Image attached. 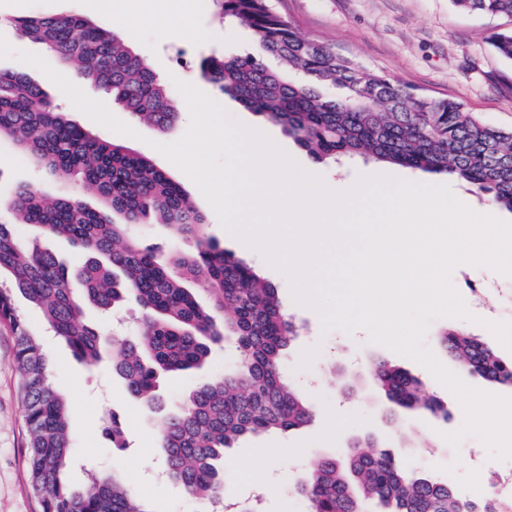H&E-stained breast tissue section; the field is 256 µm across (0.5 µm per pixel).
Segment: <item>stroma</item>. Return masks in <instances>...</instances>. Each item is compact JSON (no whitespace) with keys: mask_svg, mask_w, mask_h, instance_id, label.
<instances>
[{"mask_svg":"<svg viewBox=\"0 0 512 512\" xmlns=\"http://www.w3.org/2000/svg\"><path fill=\"white\" fill-rule=\"evenodd\" d=\"M192 2L187 18L196 35L189 38L175 28L161 33L138 15L112 7L110 0H0V37L13 49L46 55L44 47L17 35L11 26L12 19L36 13L83 16L113 32L147 59L162 81L174 76L192 83L215 98L235 119L259 126L301 168L322 177L329 189L347 190L359 176L378 169V162L361 156L336 164L316 160L279 127L264 121L231 96L219 93L201 73L205 59L227 54L260 56L264 50L250 30L223 21L213 0ZM273 5L303 37L331 45L364 68L388 75L417 93L461 101L488 122L512 127V61L498 55L491 43L495 34L512 30V18L467 12L455 7L452 0H273ZM46 57L48 63H55V56ZM27 72L49 93L58 110L66 112L74 122L104 139L129 146L177 180L204 214L207 235L276 286L283 308L299 328L298 336L288 347L282 373L290 386L306 398L312 420L298 429L242 439L225 451L221 464L224 485L238 505L247 508L255 504L259 512H307L305 502L292 495L290 489L304 478L312 458H343L352 443L369 437L380 445L395 448L403 429L419 433L431 446L427 452L419 448L403 451L404 464L415 471L431 475L436 466L453 462L456 472L446 475V482L474 470L479 485L485 486L496 473L512 469V458L491 457L476 438L464 439L457 450L450 446L446 434L459 430L465 419L458 400L438 382L425 380L424 388L447 404L452 414L447 423L402 409L394 410V423H382L383 412L391 408L383 391L374 386L362 392L344 387L343 374L367 371L381 360L418 377H422L423 368L369 342L366 333L322 334L317 312L294 303L287 277L260 258L258 252L246 250L239 239L221 227L193 181L154 148L155 143H170L183 136L190 121L187 105H180L181 118L171 133L162 134L138 122L134 124L135 136L129 137L96 124L76 110L39 69L31 66ZM21 182L32 184L49 196L79 193L75 183L46 176L10 140L0 137V197ZM451 280L458 293H466L472 284L486 289L487 298L484 306L472 307V319L441 318L433 322L426 341L436 357L450 370H458L457 361L446 354L438 336L446 330L462 329L497 350L503 358L512 360V351L502 347L481 324L485 317L497 323L512 322V278L479 266L467 273L453 271ZM15 307L29 328L41 336L51 379L69 403L74 444L70 483L84 485L86 469L94 468L122 475L152 512H212L211 501L189 496L166 478L158 445V422L127 393L123 380L112 371V345L137 334L140 308L130 301L107 316L91 308L86 310V319L98 325L108 343L102 361L89 366L46 331L37 308L20 297L16 298ZM311 353L319 360L313 375L299 365L300 359ZM237 359L238 350L230 341L212 344L204 368L186 376L166 378L162 391L170 403H180L193 388L223 375ZM20 382L14 335L0 324V512H40L24 466L27 430ZM338 403L346 405L345 414H332V407ZM111 411L120 413L128 425V447L121 452L112 450L103 433L104 417ZM286 443L301 445L302 457L293 461L262 460L253 453L257 447L273 448Z\"/></svg>","mask_w":512,"mask_h":512,"instance_id":"35a3bbf8","label":"stroma"}]
</instances>
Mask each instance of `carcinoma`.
I'll return each mask as SVG.
<instances>
[{"instance_id":"obj_1","label":"carcinoma","mask_w":512,"mask_h":512,"mask_svg":"<svg viewBox=\"0 0 512 512\" xmlns=\"http://www.w3.org/2000/svg\"><path fill=\"white\" fill-rule=\"evenodd\" d=\"M463 10L512 17V0H454ZM224 19L253 31L276 57L271 69L253 55L206 59L204 78L247 109L279 126L318 161L346 156L424 172H445L512 210V128L491 124L463 103L417 94L385 74L369 71L331 47L301 36L270 0H214ZM18 36L44 46L77 77L100 89L131 117L162 133L180 112L171 91L149 64L107 30L76 15L34 14L11 21ZM512 60V32L492 40ZM344 89L337 97L327 93ZM0 136L9 138L48 174L76 182L95 197L92 209L78 197L49 198L18 184L0 209L48 236L67 239L87 254L77 268L49 249L18 242L0 222V324L16 336L22 374L28 446L25 466L42 512H151L118 476L90 471L84 486L66 478L73 458L70 416L64 396L48 378L42 344L16 313L21 294L41 309L49 329L79 359L99 361V332L83 318L84 307L108 312L128 298L142 310L139 336L120 344L112 369L128 393L158 411L168 476L189 494L224 493L218 462L241 438L289 431L312 418L306 401L281 373L297 335L277 289L253 266L220 248L205 234V216L182 187L150 159L107 141L57 110L21 69L0 70ZM160 224L191 237L195 248L157 257V247L128 234L131 226ZM204 280L210 307L190 285ZM221 312L219 324L215 312ZM230 338L239 351L236 369L191 390L176 410L163 408L158 382L208 363L207 340ZM441 344L466 370L485 368L489 381L512 386V360L504 359L464 330L442 334ZM371 378L398 405L416 413L444 406L421 391V381L385 361ZM115 449L126 447L117 413L104 428ZM294 492L310 512H500L484 499L462 498L446 482L413 475L396 449L360 445L342 460L314 461Z\"/></svg>"}]
</instances>
